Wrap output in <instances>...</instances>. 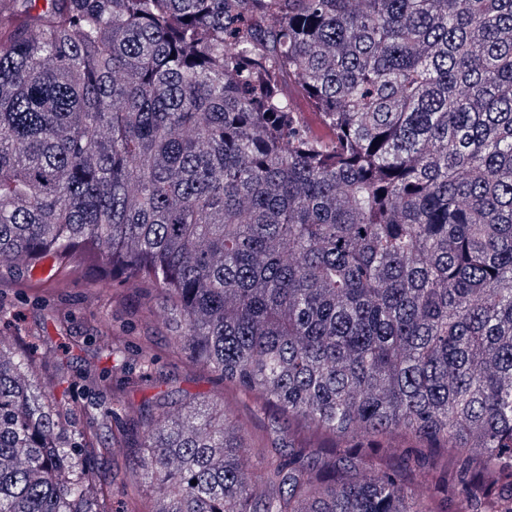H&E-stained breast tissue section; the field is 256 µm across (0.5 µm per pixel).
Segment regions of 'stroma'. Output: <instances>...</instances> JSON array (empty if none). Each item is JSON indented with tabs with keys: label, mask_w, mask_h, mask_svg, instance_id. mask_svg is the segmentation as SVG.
Here are the masks:
<instances>
[{
	"label": "stroma",
	"mask_w": 512,
	"mask_h": 512,
	"mask_svg": "<svg viewBox=\"0 0 512 512\" xmlns=\"http://www.w3.org/2000/svg\"><path fill=\"white\" fill-rule=\"evenodd\" d=\"M154 289L145 282L99 288L80 271H61L54 278L36 280L16 271H0V336L16 348L33 347L41 386H56L59 363L71 374L68 385L56 386L57 410L63 423L88 437H102L112 428L114 399L125 405L171 410L189 402L225 405L245 422L247 436L261 446L270 414H257L248 398L232 396L214 373L178 355L171 338L176 328L151 316ZM66 316L58 325L57 316ZM125 340L126 355L135 358L142 346L152 347L156 364L150 379L137 370L115 373L99 347L101 325Z\"/></svg>",
	"instance_id": "35a3bbf8"
}]
</instances>
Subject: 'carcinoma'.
<instances>
[{
    "instance_id": "obj_1",
    "label": "carcinoma",
    "mask_w": 512,
    "mask_h": 512,
    "mask_svg": "<svg viewBox=\"0 0 512 512\" xmlns=\"http://www.w3.org/2000/svg\"><path fill=\"white\" fill-rule=\"evenodd\" d=\"M86 253L331 441L211 407L79 451L0 348V512H98L136 429L121 512H512V0H0V266ZM140 448H117L112 455L100 459L90 460L92 465L98 467L106 478L112 475H122L128 469V463L133 455L137 454Z\"/></svg>"
}]
</instances>
